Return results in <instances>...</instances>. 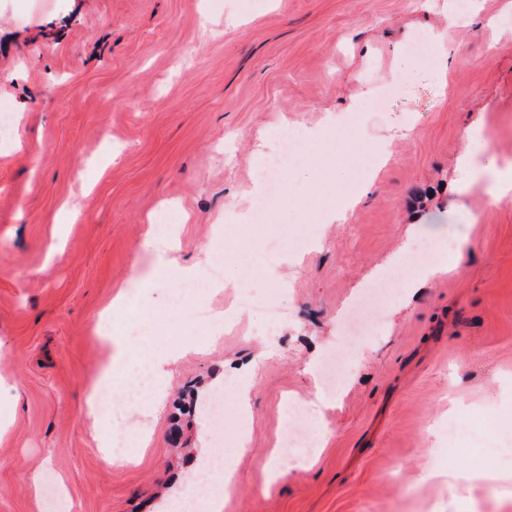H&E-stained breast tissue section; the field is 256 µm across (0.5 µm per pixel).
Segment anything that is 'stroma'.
<instances>
[{"label": "stroma", "mask_w": 512, "mask_h": 512, "mask_svg": "<svg viewBox=\"0 0 512 512\" xmlns=\"http://www.w3.org/2000/svg\"><path fill=\"white\" fill-rule=\"evenodd\" d=\"M475 2L461 26L453 0H253L248 11L240 0H0V107L14 114L0 141V512H50L60 488L68 512H156L213 450L200 420L182 434L192 456L178 453L177 405L248 373L249 447L224 512H512V496L484 489L512 481V463L481 468L469 454L512 447V196L496 197L485 169L453 191L466 125L484 126L486 156L512 158V28L498 23L512 0ZM420 30L447 49V79L427 57L400 69ZM285 125L316 135L282 177L297 223L225 224L257 195L261 136ZM366 182L347 221L326 223ZM67 201L79 216L59 243ZM166 201L188 218L162 266L166 245L146 233ZM308 224L319 237L280 252L281 281L242 266ZM442 230L455 246L447 271L421 288L409 274L373 307L377 335L355 351L345 390L325 397L312 447L267 483L285 403L313 399L306 368L335 346L352 299L408 234ZM218 234L212 316L258 287L288 312L277 328L248 316L201 326L171 309L180 269L208 271ZM120 295L107 344L99 317ZM131 332L179 358L161 408L130 420L149 440L111 465L101 445L113 424L87 418L85 398ZM489 418L504 428L470 429Z\"/></svg>", "instance_id": "1"}]
</instances>
